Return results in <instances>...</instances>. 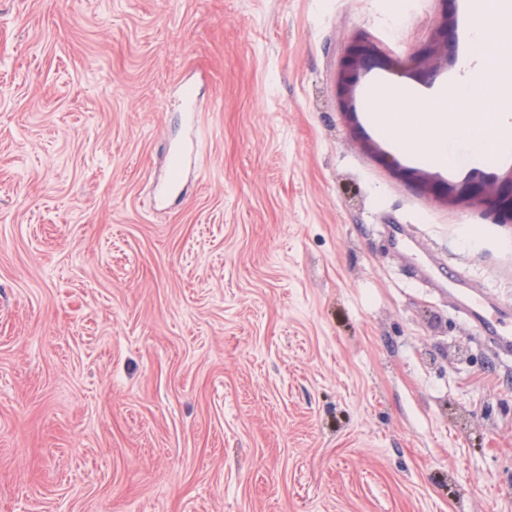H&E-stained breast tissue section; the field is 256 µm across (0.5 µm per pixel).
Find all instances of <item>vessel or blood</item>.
Instances as JSON below:
<instances>
[{
  "mask_svg": "<svg viewBox=\"0 0 512 512\" xmlns=\"http://www.w3.org/2000/svg\"><path fill=\"white\" fill-rule=\"evenodd\" d=\"M447 289L449 297L480 328L490 345L498 352L511 355L512 324L499 316L497 304L467 289L454 275L449 276Z\"/></svg>",
  "mask_w": 512,
  "mask_h": 512,
  "instance_id": "vessel-or-blood-1",
  "label": "vessel or blood"
}]
</instances>
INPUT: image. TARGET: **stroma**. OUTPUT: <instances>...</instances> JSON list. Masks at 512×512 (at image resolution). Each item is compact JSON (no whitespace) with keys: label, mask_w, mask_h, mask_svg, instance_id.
I'll return each mask as SVG.
<instances>
[{"label":"stroma","mask_w":512,"mask_h":512,"mask_svg":"<svg viewBox=\"0 0 512 512\" xmlns=\"http://www.w3.org/2000/svg\"><path fill=\"white\" fill-rule=\"evenodd\" d=\"M478 5L0 0V512H512V356L428 278L512 304V223L425 188L512 143L372 120ZM375 49L369 45L357 46L343 68L342 85L348 90L353 77L360 70H367L375 60Z\"/></svg>","instance_id":"1"}]
</instances>
